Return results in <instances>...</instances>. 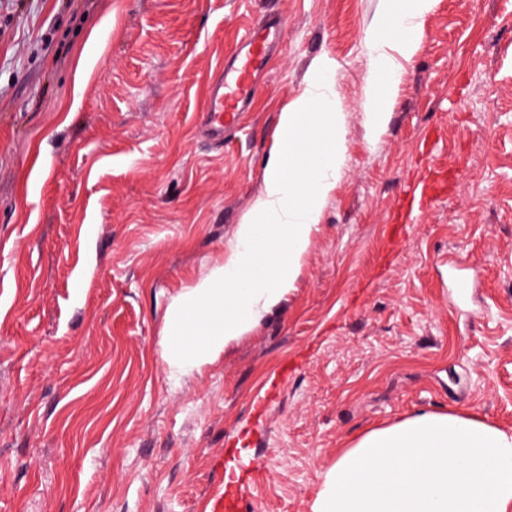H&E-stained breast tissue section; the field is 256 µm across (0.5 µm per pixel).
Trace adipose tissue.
Wrapping results in <instances>:
<instances>
[{
	"label": "adipose tissue",
	"instance_id": "1",
	"mask_svg": "<svg viewBox=\"0 0 512 512\" xmlns=\"http://www.w3.org/2000/svg\"><path fill=\"white\" fill-rule=\"evenodd\" d=\"M435 0H380L366 35L360 110L383 130ZM336 64L315 58L279 115L263 187L222 264L170 304L161 345L171 374L216 359L286 300L345 160ZM310 512H512V430L418 410L368 431L327 470Z\"/></svg>",
	"mask_w": 512,
	"mask_h": 512
}]
</instances>
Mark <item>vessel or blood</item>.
<instances>
[{"instance_id":"b4317fda","label":"vessel or blood","mask_w":512,"mask_h":512,"mask_svg":"<svg viewBox=\"0 0 512 512\" xmlns=\"http://www.w3.org/2000/svg\"><path fill=\"white\" fill-rule=\"evenodd\" d=\"M282 32L278 17L266 18L259 29L241 39L225 60L219 78L210 84L205 104L206 135L215 143H223L225 130L232 128L250 105L257 77L274 53Z\"/></svg>"}]
</instances>
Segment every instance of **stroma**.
<instances>
[{
	"mask_svg": "<svg viewBox=\"0 0 512 512\" xmlns=\"http://www.w3.org/2000/svg\"><path fill=\"white\" fill-rule=\"evenodd\" d=\"M378 5L0 0V512H310L343 448L415 411L512 430V0H437L373 139ZM274 14L255 106L202 139L208 84ZM323 55L347 151L295 288L171 377L167 308L223 262ZM453 261L482 270L464 302Z\"/></svg>",
	"mask_w": 512,
	"mask_h": 512,
	"instance_id": "35a3bbf8",
	"label": "stroma"
}]
</instances>
